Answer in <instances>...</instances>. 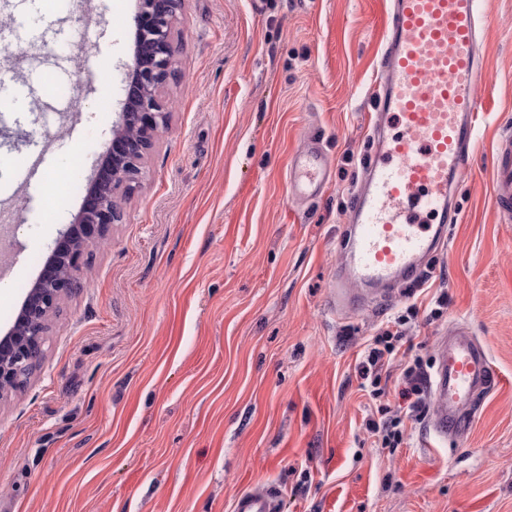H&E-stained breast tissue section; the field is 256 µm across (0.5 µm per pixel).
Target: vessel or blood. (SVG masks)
<instances>
[{
  "instance_id": "b4317fda",
  "label": "vessel or blood",
  "mask_w": 512,
  "mask_h": 512,
  "mask_svg": "<svg viewBox=\"0 0 512 512\" xmlns=\"http://www.w3.org/2000/svg\"><path fill=\"white\" fill-rule=\"evenodd\" d=\"M382 15L375 80L371 149L349 211V236L333 278L332 308L343 315L399 281L416 280L421 260L460 221L454 186L478 141L484 105L477 94L487 78L480 19L490 0H378ZM24 41L38 56L44 35L26 21L0 28V45ZM69 57L61 54L42 80L25 85L0 80V106L43 90L68 109ZM492 193L499 213L512 214V137L496 139ZM326 183L324 159L310 149L291 162L290 195L317 196ZM489 355L469 328L458 327L438 344L430 382L435 436L467 438L479 396L494 386ZM279 493L262 485L238 495L233 512H278Z\"/></svg>"
}]
</instances>
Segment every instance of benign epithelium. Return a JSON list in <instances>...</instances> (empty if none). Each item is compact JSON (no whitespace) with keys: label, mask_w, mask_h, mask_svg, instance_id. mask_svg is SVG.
<instances>
[{"label":"benign epithelium","mask_w":512,"mask_h":512,"mask_svg":"<svg viewBox=\"0 0 512 512\" xmlns=\"http://www.w3.org/2000/svg\"><path fill=\"white\" fill-rule=\"evenodd\" d=\"M179 3L180 0H139L134 16L135 51L125 73V99L119 120L113 124L112 139L88 198L53 248L55 252L62 246L68 248V272L63 276L56 266H48L21 306L20 327L28 319L50 314L63 296L82 287L81 255L103 239L112 225L122 221L120 197L138 181L141 162L153 148L159 128L166 123L158 92L173 71L177 53L173 25ZM132 124L139 129V135L128 133ZM19 335L20 331L10 329L0 337V383L34 368L43 356V342L21 339Z\"/></svg>","instance_id":"obj_1"}]
</instances>
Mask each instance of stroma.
<instances>
[{
    "mask_svg": "<svg viewBox=\"0 0 512 512\" xmlns=\"http://www.w3.org/2000/svg\"><path fill=\"white\" fill-rule=\"evenodd\" d=\"M138 0H75L41 20L69 40L72 106L31 96L0 117V222L13 243L0 279L12 327L65 225L79 212L124 98ZM381 23L376 0H181L168 121L123 196L122 223L90 248L83 286L50 318L44 355L0 399V512H232L276 486L282 512H512V221L491 195L492 145L512 133V0L482 19L486 114L458 193L462 221L429 257L426 283L348 316L332 311L338 243L369 152ZM320 143L330 181L288 195V160ZM68 207L52 221L16 168ZM446 296L437 306L438 296ZM406 358L433 365L467 324L499 376L467 439L436 443L406 418L392 365L385 399L400 448L363 428L364 339L405 311Z\"/></svg>",
    "mask_w": 512,
    "mask_h": 512,
    "instance_id": "1",
    "label": "stroma"
}]
</instances>
